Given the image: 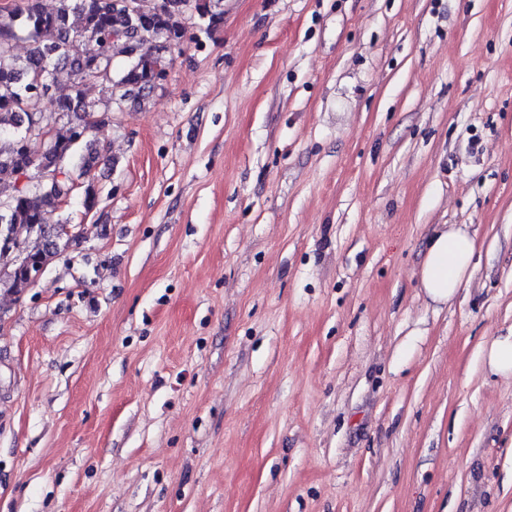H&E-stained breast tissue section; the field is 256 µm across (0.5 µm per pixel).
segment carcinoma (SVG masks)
I'll list each match as a JSON object with an SVG mask.
<instances>
[{"mask_svg":"<svg viewBox=\"0 0 512 512\" xmlns=\"http://www.w3.org/2000/svg\"><path fill=\"white\" fill-rule=\"evenodd\" d=\"M220 0H57L46 12L38 0L0 14V184L19 175L29 183L0 199V290L19 294L37 273L67 248L79 244L68 224L46 223L74 188L82 190L86 211L96 208L98 192L91 175L107 160L100 132L112 123V97L91 99L87 86L125 88L142 100L162 85L163 69L186 35L189 8L210 32L224 23ZM24 39V60L14 52ZM124 58L120 69L115 55ZM71 73L69 93L54 92L55 76ZM46 129L50 137L40 154L30 141ZM58 172L61 177L53 176ZM41 246L31 248L32 238Z\"/></svg>","mask_w":512,"mask_h":512,"instance_id":"carcinoma-1","label":"carcinoma"}]
</instances>
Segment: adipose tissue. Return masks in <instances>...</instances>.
Masks as SVG:
<instances>
[{
	"label": "adipose tissue",
	"instance_id": "obj_1",
	"mask_svg": "<svg viewBox=\"0 0 512 512\" xmlns=\"http://www.w3.org/2000/svg\"><path fill=\"white\" fill-rule=\"evenodd\" d=\"M474 250L475 242L464 229L433 235L420 269V285L431 302L442 305L454 298L470 276Z\"/></svg>",
	"mask_w": 512,
	"mask_h": 512
}]
</instances>
